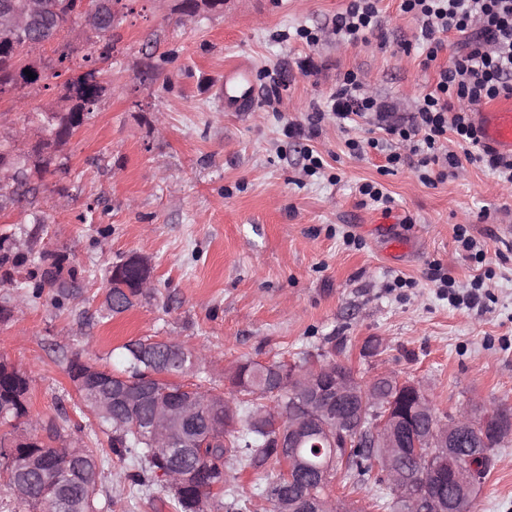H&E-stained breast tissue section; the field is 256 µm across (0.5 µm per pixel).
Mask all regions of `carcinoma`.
Returning <instances> with one entry per match:
<instances>
[{
  "label": "carcinoma",
  "mask_w": 512,
  "mask_h": 512,
  "mask_svg": "<svg viewBox=\"0 0 512 512\" xmlns=\"http://www.w3.org/2000/svg\"><path fill=\"white\" fill-rule=\"evenodd\" d=\"M84 0H66L62 12H57L56 0H46L47 10L35 28V47L59 39L64 17L79 16ZM104 33L88 39L90 48L81 57L77 67L70 66L74 49L66 42L55 49L57 57L46 65L51 77H59L54 64L67 62L72 72L65 84L61 100L64 111L77 115L83 123L94 112L91 104L101 101L106 87L101 85L100 72L89 69L94 55L110 57L115 49L112 42V16L102 18ZM25 36L0 28V87L18 85L16 73L19 62V44ZM39 122L46 137L32 146L26 155H18L10 144L0 143V162L13 157L21 167L18 188L34 203L38 189L31 185L28 165L46 170L56 153L68 143L73 127L61 126L64 117L57 112H40ZM40 280L31 287L30 298L42 299L48 293L49 305L61 309L80 291L78 272H63L62 260L53 253L39 256ZM151 268L129 263L120 272V278L106 277L108 298L106 314L114 317L128 311L139 299L153 293L151 288L139 287ZM123 369L120 374L131 379L142 370H150L161 378V384L171 390L170 397L183 396V383L177 378L198 371L203 358L174 340L153 341L146 338L126 343L121 347ZM66 371L75 384L84 407L98 420L100 431L106 435L113 459L121 464L119 477L136 494L160 489L172 502L175 512H241L246 508L236 472L250 469L266 472L271 479L260 495L271 504V512H279L283 505L299 501L310 507L308 497L314 490L324 498L330 497L333 481L357 491L369 481L383 485L379 476H373L367 464L371 449L331 447L319 444L313 433L307 434L302 448H276L277 431L297 419L295 408L281 394L273 393L274 381L283 363L261 364L247 360L236 366L228 377L232 392L242 395L234 399L216 396L217 388H207L200 395L204 402L202 421L211 436V444L204 448H181L177 457L163 458L151 447L150 424L147 410L130 409L119 401L112 407L98 405V387L86 373L90 365L81 362L79 354L63 356ZM30 380L25 371L11 362L0 360V427L8 426L17 435L8 443L0 440V498L10 512H104L112 503L101 505L95 500L97 479L109 460L102 459L95 448L86 445L55 442L61 440L63 427L54 421L42 424L33 420L28 408ZM366 397L378 393L393 396L397 388L390 382L373 378L361 383ZM307 460L314 470L313 481L299 475L283 479L288 454ZM178 463L189 478L172 484L162 478V472ZM405 466L411 472L420 491L432 487L427 461L416 462L406 458Z\"/></svg>",
  "instance_id": "obj_1"
}]
</instances>
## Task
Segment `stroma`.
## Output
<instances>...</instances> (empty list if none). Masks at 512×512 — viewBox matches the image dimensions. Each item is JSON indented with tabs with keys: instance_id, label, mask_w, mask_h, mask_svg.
I'll return each instance as SVG.
<instances>
[{
	"instance_id": "1",
	"label": "stroma",
	"mask_w": 512,
	"mask_h": 512,
	"mask_svg": "<svg viewBox=\"0 0 512 512\" xmlns=\"http://www.w3.org/2000/svg\"><path fill=\"white\" fill-rule=\"evenodd\" d=\"M347 4L231 0L223 14L186 25L178 0H139L122 16L102 67L105 94L59 156L66 173L38 176L34 205L0 207V238L23 241L27 257L0 266V299L21 303L0 324V357L27 372L34 417L64 413L95 427L60 352L108 368L113 348L146 336L202 351L208 386H225L246 358L321 354L361 380L386 369L419 383L440 417L475 401L512 416V184L469 162L425 183L413 165L386 169L383 152L352 155L348 140L375 135L368 118L343 129L328 115L316 136L285 134L351 71L388 111L407 115L460 41L448 33L426 63L417 21L401 0H380L378 28L344 44L333 27ZM305 28L317 44L300 37ZM240 65L252 71L249 112L224 107V73ZM61 105L53 78L0 97V141L27 152L40 136L34 112ZM308 149L324 163L314 177L303 172ZM372 181L389 207L359 194ZM459 224L486 263L466 258ZM347 231L359 246L344 244ZM46 250L82 275L81 293L60 311L21 301ZM131 253L149 259L154 294L103 318L105 272ZM435 264L462 288L486 275L485 310L449 306L430 280ZM400 277L408 286H396ZM96 498L112 499V512H173L131 496L111 467ZM475 512H512V436L496 450Z\"/></svg>"
}]
</instances>
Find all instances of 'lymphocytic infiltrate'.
I'll return each instance as SVG.
<instances>
[{
	"mask_svg": "<svg viewBox=\"0 0 512 512\" xmlns=\"http://www.w3.org/2000/svg\"><path fill=\"white\" fill-rule=\"evenodd\" d=\"M378 0H349L345 12L337 15L334 32L347 43L364 39L379 25ZM401 9L419 24L418 39L427 49V61H434L442 48L441 36L448 32L465 35L466 40L439 71L433 92L419 101L409 117L397 118L364 89L357 74H346L341 86L330 95L329 112L339 126L358 117H372L381 135L367 144L352 140V153L365 148L386 151L391 166L417 158L421 180H428L430 166L443 163L458 167L460 159L482 163L512 184V156L497 153L481 143L471 119L470 106L498 97L512 98V0H402ZM465 105L453 109L449 96ZM454 134L464 149L463 156L442 152V141Z\"/></svg>",
	"mask_w": 512,
	"mask_h": 512,
	"instance_id": "f902f5d3",
	"label": "lymphocytic infiltrate"
}]
</instances>
